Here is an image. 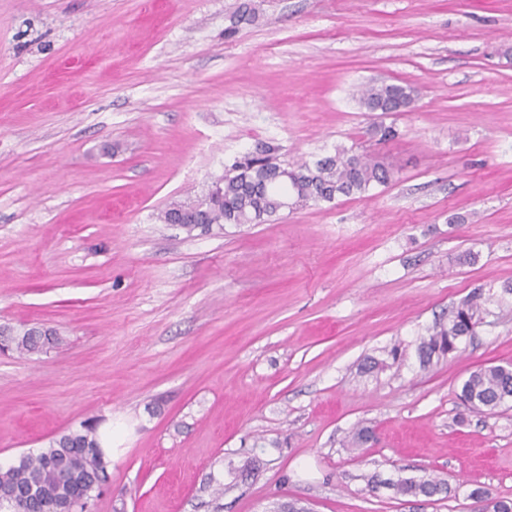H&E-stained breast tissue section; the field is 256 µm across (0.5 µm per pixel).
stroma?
<instances>
[{
  "mask_svg": "<svg viewBox=\"0 0 512 512\" xmlns=\"http://www.w3.org/2000/svg\"><path fill=\"white\" fill-rule=\"evenodd\" d=\"M240 2L0 0V326L59 338L0 353V463L88 424L108 460L89 512L512 499V406L456 397L512 363V0H250L238 24ZM380 81L416 108L362 109ZM268 147L285 168L351 147L394 178L264 224L159 221ZM476 291L475 335L421 367ZM250 452L263 470L234 477ZM393 486L401 496L432 498L437 495L450 493V488L445 480L437 477L415 478L398 477Z\"/></svg>",
  "mask_w": 512,
  "mask_h": 512,
  "instance_id": "stroma-1",
  "label": "stroma"
}]
</instances>
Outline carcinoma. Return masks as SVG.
Returning a JSON list of instances; mask_svg holds the SVG:
<instances>
[{
    "instance_id": "1",
    "label": "carcinoma",
    "mask_w": 512,
    "mask_h": 512,
    "mask_svg": "<svg viewBox=\"0 0 512 512\" xmlns=\"http://www.w3.org/2000/svg\"><path fill=\"white\" fill-rule=\"evenodd\" d=\"M418 91L394 83H372L360 89L358 101L368 112H405L416 104ZM281 166L268 157H255L234 164L219 179L213 195L177 203L175 207L199 216L205 229L226 224H258L277 214L278 197L291 195L292 208L311 203L331 202L338 195H361L374 185L386 186L393 173L374 153L356 154L338 148L332 156L288 169V181L280 178ZM483 294L473 293L452 310L448 322L428 329L418 346L420 364L453 353L459 341L475 334L481 323ZM21 355L39 352L51 337L33 329L16 331L0 327V337ZM512 378L499 365L479 367L462 382L460 400L476 410H493L508 403ZM107 481V460L99 439L91 428L68 431L52 439L37 454H26L13 464L0 465V491L28 494L27 508L40 512L43 504L55 499L70 500L84 512V501ZM393 486L401 496L432 498L450 492L448 483L437 477H399Z\"/></svg>"
}]
</instances>
